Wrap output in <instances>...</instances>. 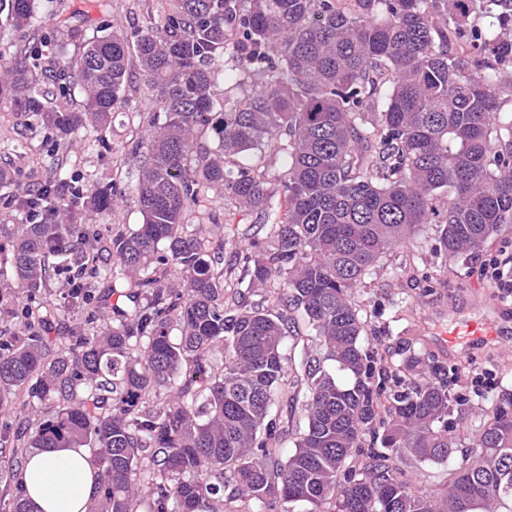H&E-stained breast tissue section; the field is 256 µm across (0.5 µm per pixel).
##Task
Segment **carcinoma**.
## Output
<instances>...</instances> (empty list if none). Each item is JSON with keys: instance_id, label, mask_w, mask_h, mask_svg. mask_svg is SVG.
<instances>
[{"instance_id": "cac0c4a2", "label": "carcinoma", "mask_w": 512, "mask_h": 512, "mask_svg": "<svg viewBox=\"0 0 512 512\" xmlns=\"http://www.w3.org/2000/svg\"><path fill=\"white\" fill-rule=\"evenodd\" d=\"M39 0H0L15 27ZM66 40L69 80L42 85L26 48L0 56V103L55 130L60 150L110 122L130 57L164 122L148 121L134 188L143 224L112 235V266L59 224L83 201L45 181L11 202L40 221L0 225L21 305L0 293V406L24 390L39 418L0 427L13 485L0 512H30L22 462L37 448H86L99 486L86 512H501L512 503V392L497 399L469 457L434 493L395 460L448 462L468 433L448 368L363 345L352 302L381 258L436 225L440 250L473 254L512 224V0H172L135 44L103 30ZM224 70H218L219 62ZM242 96L211 90L219 74ZM85 104H69L71 82ZM216 146L211 147L206 139ZM254 152L246 163L230 158ZM194 158L195 167L186 165ZM262 218L261 251L234 253L248 293L224 288V248L185 224L205 188ZM99 212L114 188L91 192ZM61 301L37 295L49 258ZM97 274L106 286L86 281ZM179 274L180 287L170 280ZM275 286L283 310L249 301ZM312 353L293 365L288 310ZM84 311L88 328L50 345V319ZM299 402V421L274 408ZM293 445L286 451L285 444Z\"/></svg>"}]
</instances>
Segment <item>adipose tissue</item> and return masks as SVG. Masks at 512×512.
<instances>
[{
  "mask_svg": "<svg viewBox=\"0 0 512 512\" xmlns=\"http://www.w3.org/2000/svg\"><path fill=\"white\" fill-rule=\"evenodd\" d=\"M98 479L87 454L69 448L34 450L23 470V495L32 512H83Z\"/></svg>",
  "mask_w": 512,
  "mask_h": 512,
  "instance_id": "ef3b65f1",
  "label": "adipose tissue"
}]
</instances>
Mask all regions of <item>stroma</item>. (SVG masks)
Returning <instances> with one entry per match:
<instances>
[{
	"mask_svg": "<svg viewBox=\"0 0 512 512\" xmlns=\"http://www.w3.org/2000/svg\"><path fill=\"white\" fill-rule=\"evenodd\" d=\"M171 0H56L55 15L45 17L41 29L0 27V55L9 57L23 46L41 47L54 55L58 45L46 42L59 22L81 26L93 36L104 25L125 36L159 24ZM155 97L147 94L138 64H131L125 90L103 131L105 148L91 151L82 138L67 146L69 164L63 173L73 186L111 185L119 192L110 211L90 214L76 209L74 220L86 225L91 246L101 248V264L112 262L104 246L116 232H128L142 224L143 217L132 194L138 178L137 145L144 140L148 119H162ZM53 142L33 120L16 118L8 105H0V167L11 172L14 183L26 187L52 178ZM256 221L254 213L237 209L224 192L210 188L205 205L188 213L187 224H216L224 237V254L251 247L246 232ZM512 255V224L503 225L484 248L471 256L443 255L435 237V227L423 225L419 234L394 248L380 262L376 275L367 278L354 294V302L365 321V341L399 348L411 346L446 361L448 383L453 391L466 394L464 406L471 426H478L491 411L502 389H512V339L483 348L477 347L462 359L448 356L433 344V337L448 330L458 313H468L482 301L495 303L500 321L512 320V301L499 300L497 291L483 280V261Z\"/></svg>",
	"mask_w": 512,
	"mask_h": 512,
	"instance_id": "stroma-1",
	"label": "stroma"
}]
</instances>
